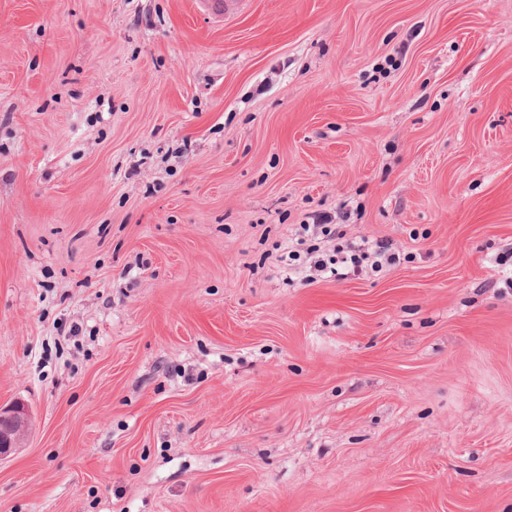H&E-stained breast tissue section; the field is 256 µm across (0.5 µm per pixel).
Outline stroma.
<instances>
[{
	"label": "stroma",
	"mask_w": 512,
	"mask_h": 512,
	"mask_svg": "<svg viewBox=\"0 0 512 512\" xmlns=\"http://www.w3.org/2000/svg\"><path fill=\"white\" fill-rule=\"evenodd\" d=\"M199 2L0 0V512H512V0ZM337 253L341 256L336 260L332 259L331 261L330 259V263L333 265L340 264L341 272L336 267H328L327 262L323 259L315 260L311 268L314 267L318 271H326L329 268L332 275L346 278L362 273L367 266L366 262H371L372 269L382 267L383 264L396 262V256L395 253L391 252L390 244L384 241H377L374 244H369L368 241L359 245L350 244L346 251L342 249ZM28 411L22 403L0 410V455L19 447L27 429Z\"/></svg>",
	"instance_id": "stroma-1"
}]
</instances>
